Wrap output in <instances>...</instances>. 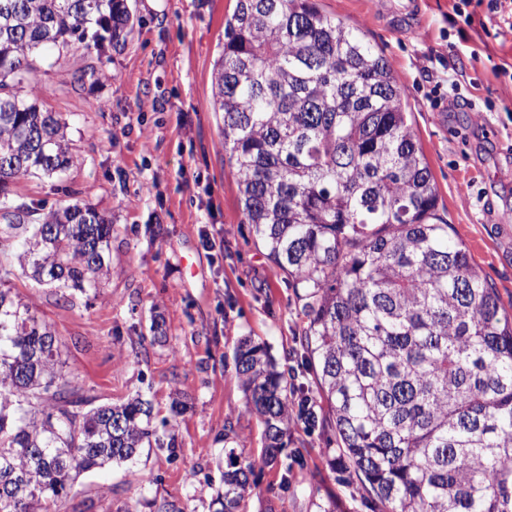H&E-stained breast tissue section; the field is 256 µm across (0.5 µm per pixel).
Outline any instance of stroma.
Returning <instances> with one entry per match:
<instances>
[{
	"label": "stroma",
	"instance_id": "stroma-1",
	"mask_svg": "<svg viewBox=\"0 0 512 512\" xmlns=\"http://www.w3.org/2000/svg\"><path fill=\"white\" fill-rule=\"evenodd\" d=\"M135 30L104 51L49 48L34 74L39 104L69 124L76 166L10 183L50 205L92 203L112 218L111 275L97 297L68 300L19 273L12 288L51 323L63 371L98 404L136 393L167 419L171 448L84 474L67 512H215L225 456L255 464L245 512H368L338 483V452L302 420L277 463L262 459L263 427L244 411L234 349L265 344L294 384L313 389L298 339L302 293L249 233L212 71L236 0H127ZM324 13L382 52L406 91L408 122L433 175L438 213L512 314V34L471 0H319ZM100 68L92 79L88 67ZM163 341H151L153 320ZM150 483L133 481L134 469Z\"/></svg>",
	"mask_w": 512,
	"mask_h": 512
}]
</instances>
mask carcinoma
I'll list each match as a JSON object with an SVG mask.
<instances>
[{
  "label": "carcinoma",
  "instance_id": "carcinoma-1",
  "mask_svg": "<svg viewBox=\"0 0 512 512\" xmlns=\"http://www.w3.org/2000/svg\"><path fill=\"white\" fill-rule=\"evenodd\" d=\"M124 0H0V512H64L84 472L164 442L138 394L94 405L63 374L53 326L9 283L16 271L97 293L110 220L49 207L8 183L77 164L67 123L30 100L41 51L133 30ZM405 92L387 59L317 0H237L212 72L224 152L246 224L305 288L320 411L300 407L268 348L234 351L265 460L296 415L334 432L343 482L371 512H512V316L448 235ZM253 464L231 453L216 512H241Z\"/></svg>",
  "mask_w": 512,
  "mask_h": 512
}]
</instances>
